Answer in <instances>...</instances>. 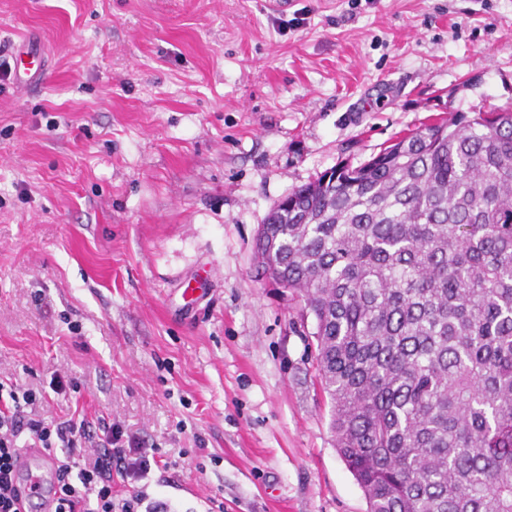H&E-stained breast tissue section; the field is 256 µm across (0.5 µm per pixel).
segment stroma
<instances>
[{
  "instance_id": "stroma-1",
  "label": "stroma",
  "mask_w": 512,
  "mask_h": 512,
  "mask_svg": "<svg viewBox=\"0 0 512 512\" xmlns=\"http://www.w3.org/2000/svg\"><path fill=\"white\" fill-rule=\"evenodd\" d=\"M508 108L512 0H0V378L67 374L49 415L157 449L114 485L144 512H367L258 228L430 118ZM30 54L32 58L36 60L37 66L35 67H25L23 72H20V68H16V80L17 85L19 87H24L25 89H30L33 85L36 84V81L44 78L46 71L45 67V59L42 54L40 45L33 44L30 48Z\"/></svg>"
}]
</instances>
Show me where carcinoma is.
Masks as SVG:
<instances>
[{
	"label": "carcinoma",
	"mask_w": 512,
	"mask_h": 512,
	"mask_svg": "<svg viewBox=\"0 0 512 512\" xmlns=\"http://www.w3.org/2000/svg\"><path fill=\"white\" fill-rule=\"evenodd\" d=\"M256 254L314 317L367 512H512V112L324 171L271 209Z\"/></svg>",
	"instance_id": "obj_1"
}]
</instances>
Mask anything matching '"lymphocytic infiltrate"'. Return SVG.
I'll use <instances>...</instances> for the list:
<instances>
[{"label":"lymphocytic infiltrate","mask_w":512,"mask_h":512,"mask_svg":"<svg viewBox=\"0 0 512 512\" xmlns=\"http://www.w3.org/2000/svg\"><path fill=\"white\" fill-rule=\"evenodd\" d=\"M45 392L0 381V512H20L25 487L16 460L24 447L59 456L54 512H137L140 495L114 499L112 477L132 485L145 479L153 449L120 425L90 420L82 412L46 420L38 411Z\"/></svg>","instance_id":"1"}]
</instances>
